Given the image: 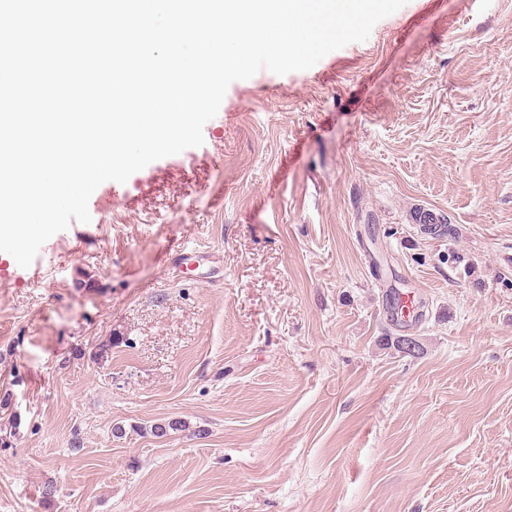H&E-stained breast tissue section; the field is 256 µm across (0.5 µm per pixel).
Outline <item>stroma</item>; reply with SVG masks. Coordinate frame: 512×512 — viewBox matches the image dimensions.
<instances>
[{
  "instance_id": "obj_1",
  "label": "stroma",
  "mask_w": 512,
  "mask_h": 512,
  "mask_svg": "<svg viewBox=\"0 0 512 512\" xmlns=\"http://www.w3.org/2000/svg\"><path fill=\"white\" fill-rule=\"evenodd\" d=\"M203 135L0 257V512H512V0H407Z\"/></svg>"
}]
</instances>
